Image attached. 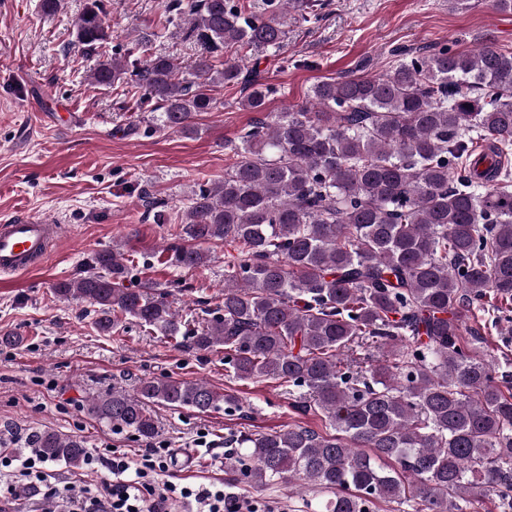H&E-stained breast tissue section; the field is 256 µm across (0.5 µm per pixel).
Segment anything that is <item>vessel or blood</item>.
I'll return each instance as SVG.
<instances>
[{
  "label": "vessel or blood",
  "mask_w": 512,
  "mask_h": 512,
  "mask_svg": "<svg viewBox=\"0 0 512 512\" xmlns=\"http://www.w3.org/2000/svg\"><path fill=\"white\" fill-rule=\"evenodd\" d=\"M59 237L58 221L51 216L0 223V272L20 275L42 265Z\"/></svg>",
  "instance_id": "vessel-or-blood-1"
}]
</instances>
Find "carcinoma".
Here are the masks:
<instances>
[{"instance_id": "1", "label": "carcinoma", "mask_w": 512, "mask_h": 512, "mask_svg": "<svg viewBox=\"0 0 512 512\" xmlns=\"http://www.w3.org/2000/svg\"><path fill=\"white\" fill-rule=\"evenodd\" d=\"M317 0H168L164 23L198 47L129 60L112 46L104 0H85L74 37L101 60L91 84L128 86L139 112L192 134L216 109L217 86L250 84L242 105L263 117L238 137L224 179L197 185L167 248L170 265L208 261L203 243L233 248L224 302L197 329L168 292L132 280L114 248L53 286L98 308L102 333L128 319L197 351L224 348L239 380L272 379L320 411L331 432L297 425L243 432L250 483L304 479L331 494L319 512H370L374 501L412 512H512V382L480 330L512 312V52L492 44L397 50L372 76L315 84L308 100L266 112L270 85L246 59L279 52L288 15ZM228 49L244 51L226 57ZM237 395L202 380L143 379L133 396L87 400L88 413L145 440L152 404L206 413ZM29 442L78 467L85 442L38 430Z\"/></svg>"}]
</instances>
